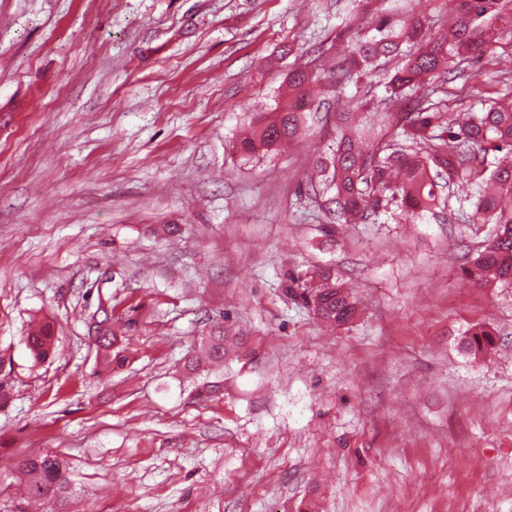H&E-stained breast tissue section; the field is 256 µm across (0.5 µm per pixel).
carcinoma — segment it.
<instances>
[{"instance_id":"obj_1","label":"carcinoma","mask_w":512,"mask_h":512,"mask_svg":"<svg viewBox=\"0 0 512 512\" xmlns=\"http://www.w3.org/2000/svg\"><path fill=\"white\" fill-rule=\"evenodd\" d=\"M455 17L451 30L427 37L430 12H412L394 18L382 11L368 19L374 31L357 46V55L366 67L404 54V61L387 82L389 100L403 106L400 122L389 142L371 149L357 133H342L336 138L332 154L320 162L327 188L336 192V223L351 218L367 221L390 207L411 219L431 210L439 200L438 188L454 185L465 192L461 200L472 202L475 223L493 224L495 231L488 244L470 261L465 275L476 283L489 280L512 282V165L496 164L482 177L475 194L470 176L484 166L487 145L512 156V103L493 101L480 112L470 113L460 123L445 110V88L456 59L469 54L485 55L502 30L512 27V14L504 11L502 0H454ZM409 47L405 52L402 46ZM320 77L302 67L289 70L290 98L276 104L269 113L251 117L248 132L236 142L237 150L250 156L262 149L279 151L295 141L305 130L307 115L298 110L295 100L310 93ZM317 318L333 324L350 323L358 313L355 298L329 272L319 275L313 287L300 291L288 288ZM105 365L123 363L115 349L117 338L105 328L96 336ZM52 326L43 324L25 336V344L37 361L45 360L55 348ZM494 333L480 326L466 338L467 350L477 354L495 346ZM201 356L186 361L188 369H200V358L210 364L224 362V335L203 339ZM18 469L29 497L40 499L61 492L66 482L58 456L44 452L22 460Z\"/></svg>"}]
</instances>
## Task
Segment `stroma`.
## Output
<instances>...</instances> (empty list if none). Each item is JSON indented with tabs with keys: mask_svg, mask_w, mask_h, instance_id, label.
<instances>
[{
	"mask_svg": "<svg viewBox=\"0 0 512 512\" xmlns=\"http://www.w3.org/2000/svg\"><path fill=\"white\" fill-rule=\"evenodd\" d=\"M354 0H0V512H512V283L463 269L489 224L431 212L340 224L314 172L376 122L380 76L338 85ZM466 113L512 93V38ZM320 76L284 152L233 142L289 68ZM333 224V223H332ZM331 270L332 328L282 292ZM51 322L56 352L23 338ZM245 345L189 372L213 325ZM494 330L469 354L474 326ZM114 329L123 367L95 338ZM222 381L206 397V382ZM50 451L68 484L30 501ZM494 336L493 331L487 327L474 328L466 338L465 347L474 354L483 353L495 346L496 339ZM18 469L30 498L54 496L61 492L66 482L62 462L50 452L22 460Z\"/></svg>",
	"mask_w": 512,
	"mask_h": 512,
	"instance_id": "1",
	"label": "stroma"
}]
</instances>
